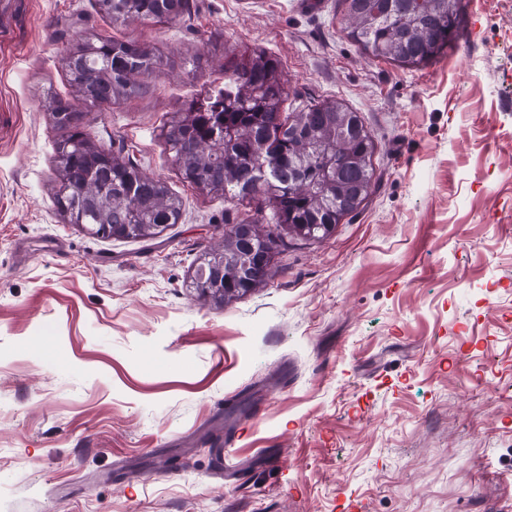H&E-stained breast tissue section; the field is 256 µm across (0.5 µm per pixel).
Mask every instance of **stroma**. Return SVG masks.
I'll list each match as a JSON object with an SVG mask.
<instances>
[{
    "label": "stroma",
    "instance_id": "1",
    "mask_svg": "<svg viewBox=\"0 0 512 512\" xmlns=\"http://www.w3.org/2000/svg\"><path fill=\"white\" fill-rule=\"evenodd\" d=\"M189 2L120 25L0 0V512H512V0H467L420 69L364 55L338 0ZM88 29L164 59L85 118L182 198L151 241L53 203L48 104L72 100L61 57ZM246 50L279 61L283 113L360 112L374 187L217 303L198 259L257 215L184 181L162 129Z\"/></svg>",
    "mask_w": 512,
    "mask_h": 512
}]
</instances>
